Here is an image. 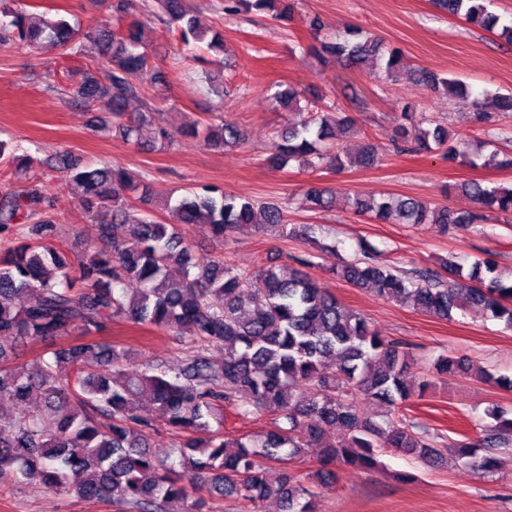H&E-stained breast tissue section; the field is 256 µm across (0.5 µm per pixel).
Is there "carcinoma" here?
Wrapping results in <instances>:
<instances>
[{
    "mask_svg": "<svg viewBox=\"0 0 512 512\" xmlns=\"http://www.w3.org/2000/svg\"><path fill=\"white\" fill-rule=\"evenodd\" d=\"M167 23H178L184 44L208 41L224 48L221 35L206 39L205 30L188 7V0H159ZM487 0H437L451 16L500 30L512 44V20L488 11ZM234 3L244 11L268 10L289 22L295 0H224V13ZM82 31L68 21L36 17L24 7H0V47L35 51L48 44L66 54L78 53ZM102 66L87 72L72 89L77 99L104 112L97 127L128 142H141L145 112L125 118L126 103L141 90L126 75L142 72L153 89L165 84L151 65L143 44L141 24L99 33ZM315 54L326 53L360 63L366 57L385 60V73L397 81L414 77L429 87L439 85L453 95L470 91L455 79H439L412 70L399 50L359 28L335 42H320ZM304 94L290 86L273 101L288 112ZM300 125L285 124L276 132L266 165L282 170L297 160L310 168L325 163L338 169L372 167L379 158L365 142L352 154L338 150L336 131H349L346 115L320 110L307 102ZM406 107L396 130L401 142L418 149L442 151L454 160L474 165L479 154L467 151L460 139L448 145V127L437 122L427 129ZM204 134L208 147L233 146L245 138L235 123L221 121L192 128ZM53 168L71 174L83 191L82 206L95 216L127 226V239L114 240L100 251L79 259L56 245V226L45 215L33 224L29 217L48 208L36 188L8 192L0 198V226H20L21 241L0 253V404L21 407L15 416L0 413V483L20 485L33 476L60 495L108 503L115 512H163L171 500L189 504L187 512H205L208 499L234 497L262 512L272 496L282 512H314L316 491L288 474L275 487L268 484L263 463L298 459L307 448L320 449L319 465L372 468L385 449L414 455L433 464L449 451L477 470L492 472L500 464L497 449L512 436V418L491 415L495 424L480 439L440 441V436L402 413L427 383H415L407 351L375 332L360 313L338 302L302 268L313 261L299 258V267H265L239 271L222 259L206 265L194 262L179 232L182 224H203L217 242L245 228L274 236L308 237V224L288 226L274 203H256L213 186L188 191L167 205L169 220L159 222L144 206L151 203L147 183L113 165L82 168L60 159ZM479 204L476 211L455 212L421 199L390 193L360 195L350 200L355 213L386 222L397 216L404 224L453 225L468 228L485 220L484 208L495 209L512 223V185L488 187L478 181L458 185ZM313 208L333 206L330 190L318 183L305 188ZM181 277L167 276L170 266ZM454 278L444 282L428 270L412 276L372 257L344 262L335 275L355 287L385 299L398 300L441 319L457 310L479 307L488 318L512 330V283L499 276L492 258L475 261L463 273L454 261L443 260ZM124 319L152 326L190 344L191 354L178 367L149 363L143 371H125V350L96 335L105 323ZM81 336L71 339L75 332ZM30 338L51 342L32 364L19 362L17 347ZM212 346L224 348V361L208 356ZM471 371L463 358L440 356L433 373L460 376ZM150 389L163 413L165 427L178 437L179 460L160 455L150 443L152 422L138 414L136 397ZM40 401L30 402L32 393ZM380 407L377 417L364 416L359 400ZM238 415L270 413L273 428L258 437L226 438L216 431L204 444L194 434L224 422V403ZM336 434L325 442L328 433Z\"/></svg>",
    "mask_w": 512,
    "mask_h": 512,
    "instance_id": "obj_1",
    "label": "carcinoma"
}]
</instances>
